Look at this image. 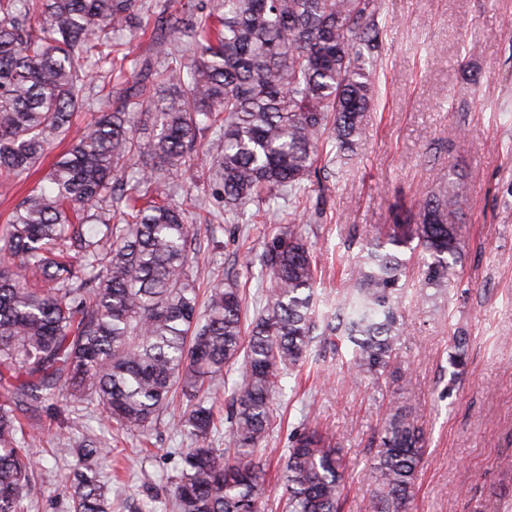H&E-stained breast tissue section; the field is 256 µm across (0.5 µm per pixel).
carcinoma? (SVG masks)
<instances>
[{"label": "carcinoma", "instance_id": "cac0c4a2", "mask_svg": "<svg viewBox=\"0 0 512 512\" xmlns=\"http://www.w3.org/2000/svg\"><path fill=\"white\" fill-rule=\"evenodd\" d=\"M145 9V0H0L1 188L68 136L73 114L91 107L92 74L108 78L114 101L0 226V512L27 510L40 405L63 397L77 419L99 410L114 429L143 436L177 392L189 403L177 426L190 447L171 512H264L260 452L280 378L326 334L350 344V375H387L404 251L420 249L424 299L456 275L460 182L432 190L415 215L395 210L322 321L299 224L267 236L269 288L250 324L232 280L199 306L189 215L173 199L198 137L212 134L207 180L224 199V222L250 205L265 216L275 199L299 208L324 142L339 161L366 138L382 29L374 0H217L160 16L152 56L131 60L125 33L142 28ZM185 36L191 47L180 51ZM465 346L456 337L453 378ZM237 363L227 446L216 448L213 387ZM378 439L363 472L374 512H409L425 458L418 414L395 408ZM103 451L88 437L75 448L85 458ZM345 474L328 431L299 432L282 464L285 512H344ZM109 493L89 465L63 485L72 512H112Z\"/></svg>", "mask_w": 512, "mask_h": 512}]
</instances>
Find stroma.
<instances>
[{"label": "stroma", "mask_w": 512, "mask_h": 512, "mask_svg": "<svg viewBox=\"0 0 512 512\" xmlns=\"http://www.w3.org/2000/svg\"><path fill=\"white\" fill-rule=\"evenodd\" d=\"M385 25L376 63L375 109L367 139L346 163L329 166L310 188L306 208L283 209L241 232L192 225L204 286L236 277L249 302L267 286L258 258L268 233L288 217L310 225L321 271L316 308L330 313L361 259L360 246L382 237L394 207L416 209L425 193L462 181L464 248L454 288L423 301L421 260L411 257L400 284L401 345L392 376L352 380L346 344L317 340L305 372L286 374L274 399L265 442L269 500L292 435L319 426L333 432L348 463L345 512H372L373 489L360 474L369 444L391 408L421 416L426 447L411 512H512V0H376ZM205 155L180 177L177 199L191 213L216 211ZM468 339V361L449 378L454 336ZM169 406L147 441L114 437L94 413L79 421L55 410L37 414L33 449L41 476L31 512H69L61 491L69 450L83 435L103 441L100 470L112 479V512L140 504L168 512L171 483L188 442Z\"/></svg>", "instance_id": "obj_1"}]
</instances>
